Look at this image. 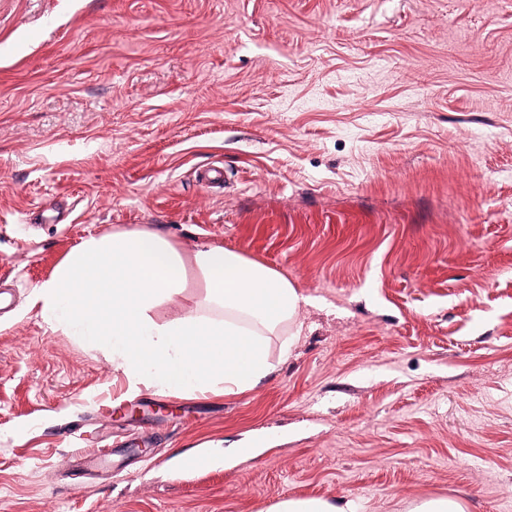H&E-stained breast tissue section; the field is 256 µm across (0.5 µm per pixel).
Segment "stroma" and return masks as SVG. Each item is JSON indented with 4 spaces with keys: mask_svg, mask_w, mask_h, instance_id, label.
I'll use <instances>...</instances> for the list:
<instances>
[{
    "mask_svg": "<svg viewBox=\"0 0 512 512\" xmlns=\"http://www.w3.org/2000/svg\"><path fill=\"white\" fill-rule=\"evenodd\" d=\"M143 224L308 297L255 389L132 390L33 307ZM0 281V512H512V0H0ZM411 512H465L463 504L453 498H431L413 506ZM279 512H343L336 505L317 498H292L279 504Z\"/></svg>",
    "mask_w": 512,
    "mask_h": 512,
    "instance_id": "stroma-1",
    "label": "stroma"
}]
</instances>
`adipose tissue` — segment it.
<instances>
[{
	"mask_svg": "<svg viewBox=\"0 0 512 512\" xmlns=\"http://www.w3.org/2000/svg\"><path fill=\"white\" fill-rule=\"evenodd\" d=\"M200 289L193 307L159 308ZM306 298L277 270L221 245L185 252L142 226L85 239L37 286L42 319L117 355L132 384L233 396L271 372L273 337L298 336Z\"/></svg>",
	"mask_w": 512,
	"mask_h": 512,
	"instance_id": "1",
	"label": "adipose tissue"
}]
</instances>
